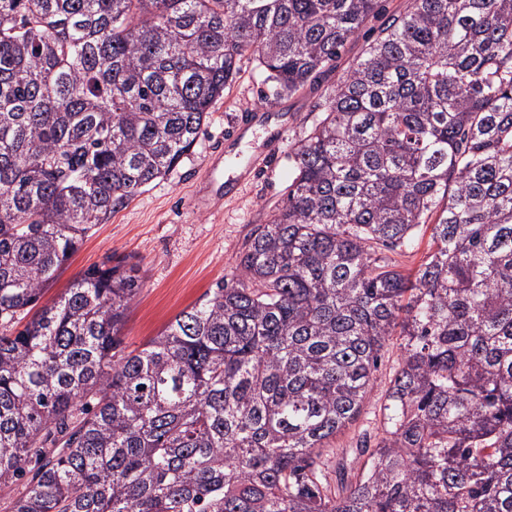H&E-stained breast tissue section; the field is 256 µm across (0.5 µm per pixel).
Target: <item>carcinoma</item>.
Segmentation results:
<instances>
[{
    "mask_svg": "<svg viewBox=\"0 0 512 512\" xmlns=\"http://www.w3.org/2000/svg\"><path fill=\"white\" fill-rule=\"evenodd\" d=\"M379 0H0V492L9 512H512V0H409L325 98L230 277L142 349L109 257L245 55L336 70ZM434 249L410 275L379 251ZM400 340L379 436L359 417Z\"/></svg>",
    "mask_w": 512,
    "mask_h": 512,
    "instance_id": "carcinoma-1",
    "label": "carcinoma"
}]
</instances>
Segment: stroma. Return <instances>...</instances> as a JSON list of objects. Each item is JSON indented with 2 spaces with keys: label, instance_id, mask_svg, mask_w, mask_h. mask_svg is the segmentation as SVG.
<instances>
[{
  "label": "stroma",
  "instance_id": "35a3bbf8",
  "mask_svg": "<svg viewBox=\"0 0 512 512\" xmlns=\"http://www.w3.org/2000/svg\"><path fill=\"white\" fill-rule=\"evenodd\" d=\"M264 76L249 57L240 62V72L224 97L209 114L193 150L169 174L116 208L109 218L88 232L78 250L44 287L39 299L46 305L57 300L89 268L115 254L137 263L139 290L127 313L122 334L127 349H140L157 336L179 312L200 302L237 263L246 234L265 223L283 196L291 170L289 155L316 118L314 107L329 91V82L308 87L282 99L279 107L288 126L281 153L270 166L246 172L249 158L261 151L269 134L254 127L249 140L223 164L226 180L244 179L234 199L218 197L203 203L210 184L200 174L212 155L216 141L231 134L240 113L259 109ZM398 349L388 346L380 359L375 384L358 419L336 439L350 444L360 431L377 433L383 422L385 383L397 360Z\"/></svg>",
  "mask_w": 512,
  "mask_h": 512
}]
</instances>
